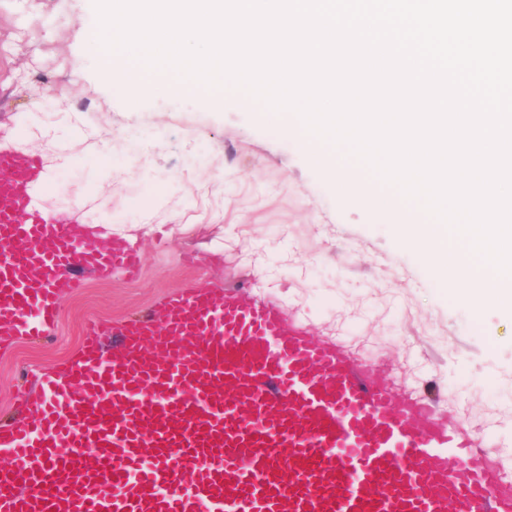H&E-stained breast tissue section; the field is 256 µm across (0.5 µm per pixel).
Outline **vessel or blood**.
<instances>
[{
    "mask_svg": "<svg viewBox=\"0 0 512 512\" xmlns=\"http://www.w3.org/2000/svg\"><path fill=\"white\" fill-rule=\"evenodd\" d=\"M0 170L6 346L53 334L72 268L132 278L139 255L38 208L37 157L0 150ZM22 401L34 415L0 426V512H512V483L469 433L244 286L89 322Z\"/></svg>",
    "mask_w": 512,
    "mask_h": 512,
    "instance_id": "obj_1",
    "label": "vessel or blood"
}]
</instances>
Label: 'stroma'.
<instances>
[{
  "mask_svg": "<svg viewBox=\"0 0 512 512\" xmlns=\"http://www.w3.org/2000/svg\"><path fill=\"white\" fill-rule=\"evenodd\" d=\"M92 0H0V143L35 151L48 212L131 242L139 276L86 275L59 298L54 335L0 347V424L20 390L77 351L90 320L150 312L196 282H245L321 342L345 340L366 375L432 397L474 436L512 440V313L474 321L391 224L341 192L246 93L210 103L155 86L116 91L84 35ZM111 137L108 158L101 138Z\"/></svg>",
  "mask_w": 512,
  "mask_h": 512,
  "instance_id": "obj_1",
  "label": "stroma"
}]
</instances>
